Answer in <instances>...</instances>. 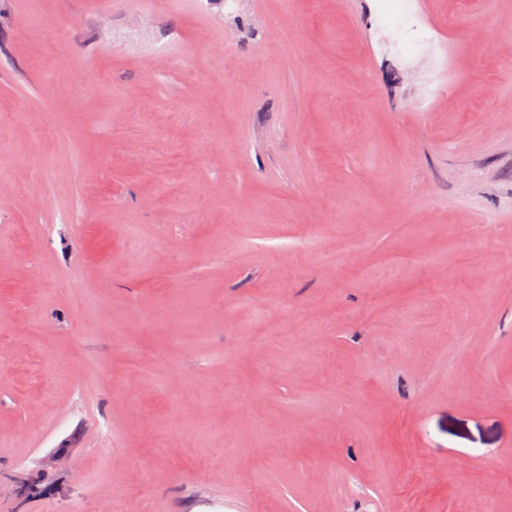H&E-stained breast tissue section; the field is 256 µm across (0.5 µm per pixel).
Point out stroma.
<instances>
[{
    "label": "stroma",
    "mask_w": 512,
    "mask_h": 512,
    "mask_svg": "<svg viewBox=\"0 0 512 512\" xmlns=\"http://www.w3.org/2000/svg\"><path fill=\"white\" fill-rule=\"evenodd\" d=\"M0 512H512V0H0Z\"/></svg>",
    "instance_id": "35a3bbf8"
}]
</instances>
